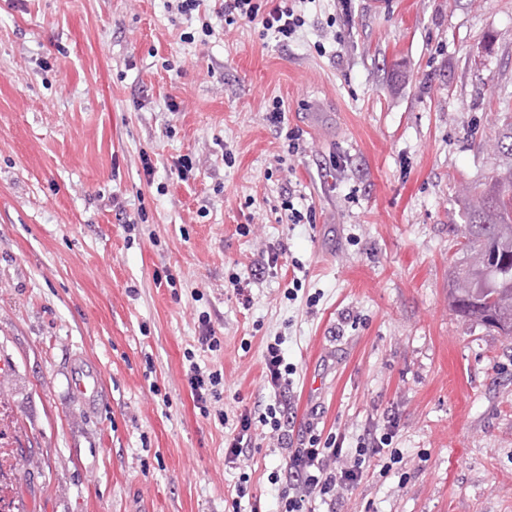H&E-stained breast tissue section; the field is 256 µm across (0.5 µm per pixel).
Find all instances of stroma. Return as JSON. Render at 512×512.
<instances>
[{
  "label": "stroma",
  "mask_w": 512,
  "mask_h": 512,
  "mask_svg": "<svg viewBox=\"0 0 512 512\" xmlns=\"http://www.w3.org/2000/svg\"><path fill=\"white\" fill-rule=\"evenodd\" d=\"M213 7L0 0L17 502L276 512L287 449L261 437L232 465L225 444L274 401L262 370L277 338L292 440L388 432L398 450L336 512H512V337L448 302L459 192L496 173L484 143L512 113V0H309L294 38L240 21L185 42ZM276 99L278 128L263 119ZM289 202L315 223H289ZM272 253L282 275L264 268ZM79 360L104 380L100 415L71 390ZM193 363L223 375L203 410Z\"/></svg>",
  "instance_id": "stroma-1"
}]
</instances>
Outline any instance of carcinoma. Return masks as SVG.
I'll list each match as a JSON object with an SVG mask.
<instances>
[{
	"mask_svg": "<svg viewBox=\"0 0 512 512\" xmlns=\"http://www.w3.org/2000/svg\"><path fill=\"white\" fill-rule=\"evenodd\" d=\"M489 148L509 167L463 190L461 223L449 225L462 238V257L448 287L459 317L512 337V120Z\"/></svg>",
	"mask_w": 512,
	"mask_h": 512,
	"instance_id": "1",
	"label": "carcinoma"
}]
</instances>
